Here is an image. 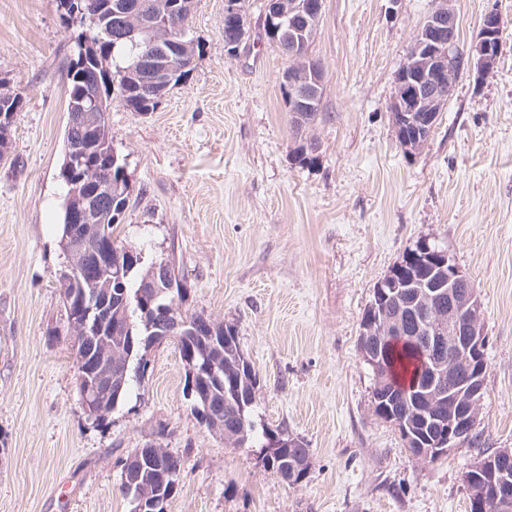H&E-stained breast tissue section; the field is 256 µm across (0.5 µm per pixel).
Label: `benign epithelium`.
<instances>
[{"instance_id": "benign-epithelium-1", "label": "benign epithelium", "mask_w": 512, "mask_h": 512, "mask_svg": "<svg viewBox=\"0 0 512 512\" xmlns=\"http://www.w3.org/2000/svg\"><path fill=\"white\" fill-rule=\"evenodd\" d=\"M434 6L414 39L413 48L396 74V92L390 104L392 124L400 144L407 152L417 144L408 131L429 133L440 112L452 95L455 75L464 70L476 71L482 79L491 73L501 53L500 33L503 16L491 7L482 19L477 40L462 49L457 36L459 21L455 0H433ZM122 18L115 37L127 39L148 26L142 8L115 4ZM323 0H267L265 18L293 21L291 30L301 36L322 17ZM294 64L282 77L287 92L288 111L308 112L316 107L324 86V71L310 57L309 51L290 50ZM105 114L82 104L68 108L67 135L71 139V176L67 181L70 202L71 233L66 252L67 264L63 278L76 279L82 287L77 307L70 312L68 329L76 343L89 348L93 369L79 359L76 380L86 412L103 404L118 385L123 384L133 351V342L115 346L112 339L122 338L127 331L125 321L112 315V289L126 293L123 273L137 254L118 248L113 240L112 225L119 217L114 213L112 183L127 178L126 164L112 163L104 167L86 165L88 134L103 125ZM415 260L431 264L439 270L437 278L408 277L398 279L397 270H390L375 287L376 301L363 318L362 338L387 335L394 329V320L378 312L377 301L401 298L406 288L418 289V296L430 301L446 293L451 307L443 314L426 306L422 308V327L430 346L448 345V371L467 370L468 379L460 386H445L437 372H432L429 386L420 389L421 400L428 405L430 417L438 433L423 449L428 457L457 448L467 442L475 429L483 399L486 338L479 326L481 304L472 282L448 258V254L424 241ZM162 288L174 290L166 262H152L144 275L138 301L144 312L151 309L152 298ZM199 323L167 320L155 323L159 341L196 332ZM187 388L195 405L203 406L201 419L212 421V383L221 381V371L205 354L194 349L183 351ZM448 404V415L440 417L437 410ZM464 481L470 488L473 512H512V453L491 457L471 468ZM167 499L145 491L133 497V512H164Z\"/></svg>"}]
</instances>
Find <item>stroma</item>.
I'll return each mask as SVG.
<instances>
[{"label":"stroma","instance_id":"35a3bbf8","mask_svg":"<svg viewBox=\"0 0 512 512\" xmlns=\"http://www.w3.org/2000/svg\"><path fill=\"white\" fill-rule=\"evenodd\" d=\"M494 5L505 21L494 72L458 76L413 155L389 107L432 0H324L309 49L325 72L321 118L303 135L266 0H246L250 38L234 55L224 0H194V69L156 111L107 114L131 185L117 242L175 261L182 312L234 325L257 375L256 431L311 450L292 485L261 443L233 446L200 421L171 339L142 349L147 376L105 420L88 419L58 283L81 25L56 0H0V80L23 98L0 164V512H131L123 465L150 444L181 461L165 512H470L465 471L512 448V0L455 2L466 47ZM303 141L316 145L309 165L296 159ZM422 240L472 280L487 362L478 443L430 463L376 415L359 349L375 285Z\"/></svg>","mask_w":512,"mask_h":512}]
</instances>
